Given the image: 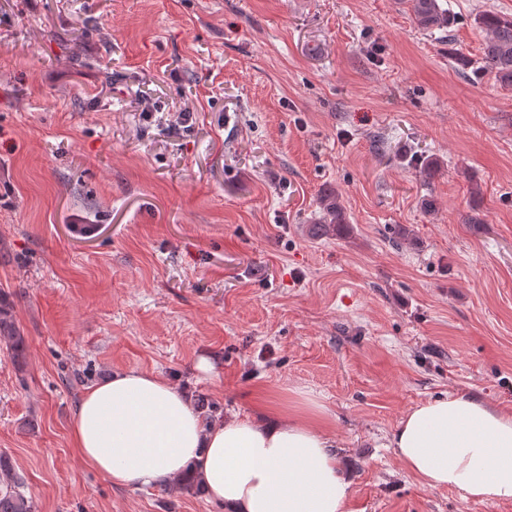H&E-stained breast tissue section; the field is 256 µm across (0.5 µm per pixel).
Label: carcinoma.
Masks as SVG:
<instances>
[{"instance_id":"carcinoma-1","label":"carcinoma","mask_w":512,"mask_h":512,"mask_svg":"<svg viewBox=\"0 0 512 512\" xmlns=\"http://www.w3.org/2000/svg\"><path fill=\"white\" fill-rule=\"evenodd\" d=\"M417 26L423 29L449 28L455 19L442 9L438 0H411ZM476 24L486 33L482 47L483 69L493 75L504 89L512 90V15L486 11ZM323 212L312 225L313 234L338 232L346 224L345 208L335 192L321 195ZM5 344L13 360L22 364L26 355V340L16 326L11 305L0 300V344ZM24 477L15 472L10 461L0 455V512H32V504L23 492Z\"/></svg>"}]
</instances>
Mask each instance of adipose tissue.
Returning <instances> with one entry per match:
<instances>
[{"mask_svg": "<svg viewBox=\"0 0 512 512\" xmlns=\"http://www.w3.org/2000/svg\"><path fill=\"white\" fill-rule=\"evenodd\" d=\"M71 434L83 464L117 487L192 481L225 512H354L338 441L314 407L207 423L168 380L123 370L86 390ZM389 446L428 487L512 499V412L478 396L408 410Z\"/></svg>", "mask_w": 512, "mask_h": 512, "instance_id": "adipose-tissue-1", "label": "adipose tissue"}]
</instances>
